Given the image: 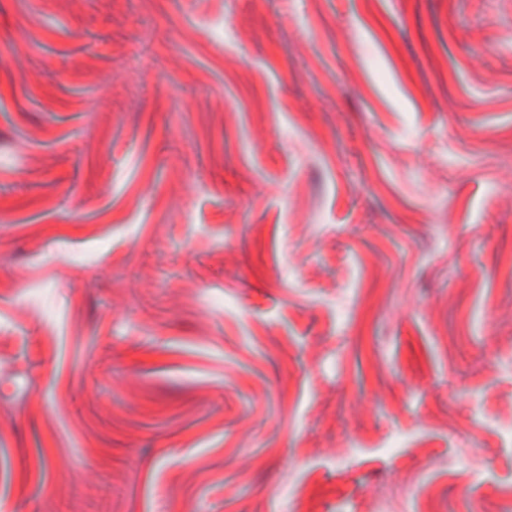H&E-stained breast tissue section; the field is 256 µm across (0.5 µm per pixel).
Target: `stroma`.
I'll list each match as a JSON object with an SVG mask.
<instances>
[{
  "instance_id": "35a3bbf8",
  "label": "stroma",
  "mask_w": 512,
  "mask_h": 512,
  "mask_svg": "<svg viewBox=\"0 0 512 512\" xmlns=\"http://www.w3.org/2000/svg\"><path fill=\"white\" fill-rule=\"evenodd\" d=\"M0 512H512V0H0Z\"/></svg>"
}]
</instances>
